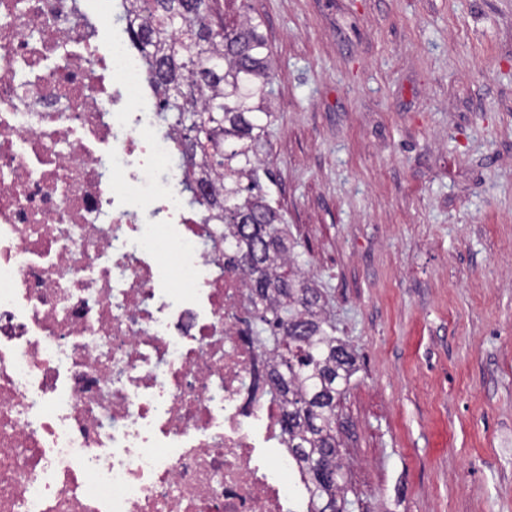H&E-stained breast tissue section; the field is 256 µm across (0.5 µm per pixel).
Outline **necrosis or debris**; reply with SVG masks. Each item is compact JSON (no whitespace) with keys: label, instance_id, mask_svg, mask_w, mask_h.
<instances>
[{"label":"necrosis or debris","instance_id":"obj_1","mask_svg":"<svg viewBox=\"0 0 512 512\" xmlns=\"http://www.w3.org/2000/svg\"><path fill=\"white\" fill-rule=\"evenodd\" d=\"M130 0H0V512H294L224 227Z\"/></svg>","mask_w":512,"mask_h":512}]
</instances>
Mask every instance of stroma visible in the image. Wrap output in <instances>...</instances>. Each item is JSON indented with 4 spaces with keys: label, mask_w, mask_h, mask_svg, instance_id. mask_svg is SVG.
Listing matches in <instances>:
<instances>
[{
    "label": "stroma",
    "mask_w": 512,
    "mask_h": 512,
    "mask_svg": "<svg viewBox=\"0 0 512 512\" xmlns=\"http://www.w3.org/2000/svg\"><path fill=\"white\" fill-rule=\"evenodd\" d=\"M271 46L273 199L357 372L351 512H512V0H220Z\"/></svg>",
    "instance_id": "1"
}]
</instances>
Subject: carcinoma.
I'll return each instance as SVG.
<instances>
[{
	"instance_id": "cac0c4a2",
	"label": "carcinoma",
	"mask_w": 512,
	"mask_h": 512,
	"mask_svg": "<svg viewBox=\"0 0 512 512\" xmlns=\"http://www.w3.org/2000/svg\"><path fill=\"white\" fill-rule=\"evenodd\" d=\"M214 0H135L131 35L160 96L197 158L209 191L199 203L224 225L247 279L253 335L272 355L271 379L282 399L281 434L298 462L307 512H348L339 459L336 408L354 373L336 338L322 295L288 239L260 158L268 129L271 50L250 20H214Z\"/></svg>"
}]
</instances>
